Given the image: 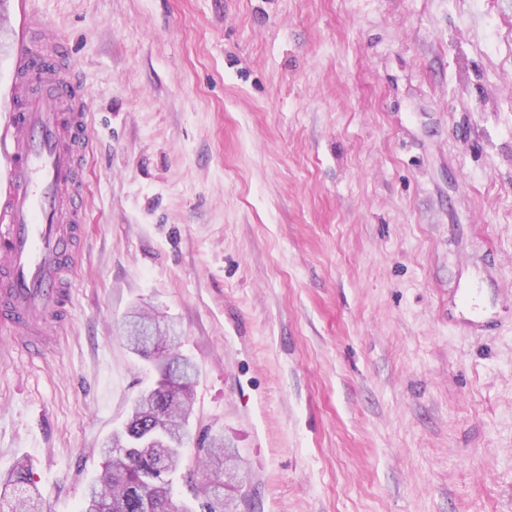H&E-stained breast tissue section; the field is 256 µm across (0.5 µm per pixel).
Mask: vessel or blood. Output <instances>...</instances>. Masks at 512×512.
<instances>
[{
    "label": "vessel or blood",
    "instance_id": "vessel-or-blood-1",
    "mask_svg": "<svg viewBox=\"0 0 512 512\" xmlns=\"http://www.w3.org/2000/svg\"><path fill=\"white\" fill-rule=\"evenodd\" d=\"M29 12L0 91V323L27 353L45 329H64L84 221L76 174L91 143V115L78 64L61 40L35 42Z\"/></svg>",
    "mask_w": 512,
    "mask_h": 512
}]
</instances>
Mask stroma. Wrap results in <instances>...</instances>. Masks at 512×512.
<instances>
[{
	"mask_svg": "<svg viewBox=\"0 0 512 512\" xmlns=\"http://www.w3.org/2000/svg\"><path fill=\"white\" fill-rule=\"evenodd\" d=\"M92 113L69 329L0 333V471L76 512L196 365L239 512H512V0H35Z\"/></svg>",
	"mask_w": 512,
	"mask_h": 512,
	"instance_id": "1",
	"label": "stroma"
}]
</instances>
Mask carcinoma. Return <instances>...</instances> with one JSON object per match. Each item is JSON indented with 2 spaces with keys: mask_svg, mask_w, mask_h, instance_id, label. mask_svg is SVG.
Segmentation results:
<instances>
[{
  "mask_svg": "<svg viewBox=\"0 0 512 512\" xmlns=\"http://www.w3.org/2000/svg\"><path fill=\"white\" fill-rule=\"evenodd\" d=\"M126 341L132 353L153 361L156 381L134 400L127 421L101 448L103 470L89 485L79 512H191L173 495L192 439L190 358L172 355L164 334L153 337V348L146 350L142 337L128 327ZM234 455L222 439L197 442L196 463L210 471L209 481L200 486L201 512H226L224 458ZM0 512H47L46 497L24 461L0 481Z\"/></svg>",
  "mask_w": 512,
  "mask_h": 512,
  "instance_id": "cac0c4a2",
  "label": "carcinoma"
}]
</instances>
